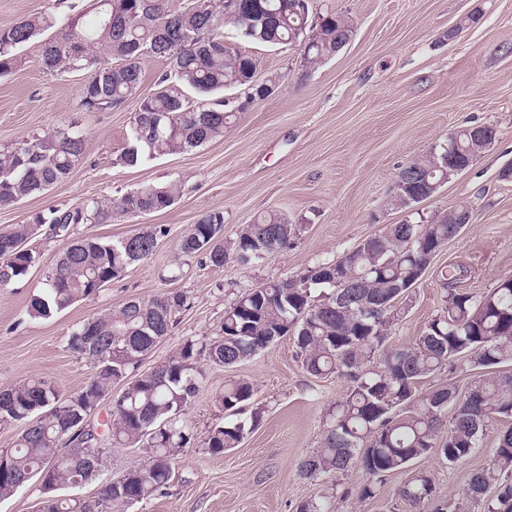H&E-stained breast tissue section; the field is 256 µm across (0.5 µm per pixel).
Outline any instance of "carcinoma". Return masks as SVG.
<instances>
[{
  "mask_svg": "<svg viewBox=\"0 0 512 512\" xmlns=\"http://www.w3.org/2000/svg\"><path fill=\"white\" fill-rule=\"evenodd\" d=\"M225 0H210L209 11H195L197 0L175 8L169 0H95L93 25L72 18L58 23L51 14L28 17L0 28V78L18 66L17 50L49 29L53 36L41 44L44 69L58 75L82 71L81 106L89 112L114 108L140 98L138 111L118 162L136 166L157 156L183 153L224 136V128L245 105L218 98L194 105L170 87L176 83L207 97L227 88L243 87L249 98L272 93L275 79L255 81L257 60L225 48L224 27L230 25L248 41L270 46L296 45L303 66L316 69L336 56L339 41L352 36L347 17L327 12L318 16L314 38L295 36L304 23L299 0H239L238 14L229 17ZM163 60L168 70L157 88L140 96L142 63ZM448 140L463 152L479 153L469 128ZM85 151L83 134L59 127L12 150L0 151V206L7 207L41 194L68 177ZM442 150L413 162L430 181L441 178L435 168ZM175 184L145 186L116 199L86 200L69 209L49 208L26 224L0 232V288L25 277L40 262L30 249L17 253L47 224L66 243L56 264L45 272L42 287L31 297L28 315L48 317L80 300L99 294L137 261L152 255L166 228L155 226L135 240L141 255L133 257L125 242L77 237L80 224H106L115 211L135 215L161 212L172 206ZM449 215L427 224H387L361 246L334 261H320L300 276L262 283L242 293L224 310L218 336L205 344L186 341L150 373L136 370L155 342L169 334L176 314L186 304L180 292H164L129 300L117 310L88 320L97 349L86 351V324L78 325L67 342L69 351L93 367L89 381L61 398L51 381L25 379L0 392V426L22 425L14 445L0 449V498L13 496L16 480L34 472L47 473V483L79 486L101 471L106 449L88 447L64 426L69 418L90 419L112 385L128 380L125 394L112 405L103 424L104 437L121 447H144L149 454L140 465L103 483L91 501L64 505L41 489L39 512H112L129 509L165 493L181 450L194 439L184 419L199 394L203 372L197 356L210 365L233 368L259 351L291 335L296 355L312 376L336 375L347 382L342 396L326 411L319 448L298 464L302 476L322 482L323 491L298 505L296 512H334L341 494L338 477L353 468L363 475L357 490L362 499L375 496L376 486L394 472L433 452L450 465L468 457L486 435L491 417L512 418V280H501L479 297L446 289L444 306L426 330L407 345H392V327L412 303L400 286L419 280L426 256L455 237ZM224 212L208 211L192 225L181 242L186 255H202L215 267L232 259L242 265L263 260L291 244L296 230L283 215L268 212L245 225L231 241L221 234ZM363 284L346 289L338 299L335 280ZM465 360L474 370L463 393L445 387L424 390L431 375ZM253 384L243 378L224 382L215 395L227 420L215 424L204 439L218 455L242 442L250 413ZM454 412L448 413V404ZM492 463L472 473L463 498L480 501L484 512H512V426L497 433ZM73 446L65 459L58 448ZM397 496L427 512H464L435 501V488L425 473L414 472Z\"/></svg>",
  "mask_w": 512,
  "mask_h": 512,
  "instance_id": "carcinoma-1",
  "label": "carcinoma"
}]
</instances>
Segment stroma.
Wrapping results in <instances>:
<instances>
[{
    "mask_svg": "<svg viewBox=\"0 0 512 512\" xmlns=\"http://www.w3.org/2000/svg\"><path fill=\"white\" fill-rule=\"evenodd\" d=\"M88 6L89 0H0V28L43 13L63 22L82 19ZM311 9L350 18L354 33L344 49L308 71L298 47L253 43L225 27L227 45L256 58L257 80L278 78V88L248 100L223 137L135 167L120 165L118 158L138 99L85 111L84 74L46 73L40 40L19 49L16 70L0 80V150L68 126L81 131L86 148L67 179L0 207V231L51 207L116 198L148 185L174 183L179 195L161 212L117 213L107 224L79 225V235L111 241L157 225L167 233L148 259L131 265L97 296L47 318H30L27 304L63 241L45 227L29 240L40 254L39 266L0 288V389L41 377L63 394L79 391L91 368L67 348L75 327L127 300L178 291L187 298L185 307L141 364L155 367L184 340L215 337L225 307L256 284L302 274L317 262L341 258L385 225L443 216L460 202L472 205V222L434 257L412 292V305L393 327L391 343L412 342L440 313L442 271L464 267L457 286L477 296L512 276V182L499 177L512 162V0H311ZM474 124L494 126V144L432 198L408 209L393 207L399 168ZM210 210L223 211L228 240L271 210L286 216L297 233L288 249L258 264L231 260L218 269L180 250L191 225ZM198 365L205 378L187 412L195 439L181 451L166 493L134 512H295L319 494L318 481L300 477L297 465L318 448L325 412L340 398L345 380L308 374L289 337L234 368L213 367L203 357ZM231 378L253 384L261 419L239 447L214 455L203 440L222 415L214 396ZM498 426L491 420L488 435L465 460L451 466L431 454L414 471L427 473L440 499L462 501L471 473L493 458ZM145 457L142 448H110L98 475L79 488L61 487L58 495L92 500L103 480ZM406 478L403 472L390 475L375 497L361 499L362 474L350 470L341 479L345 494L335 512H416L396 495Z\"/></svg>",
    "mask_w": 512,
    "mask_h": 512,
    "instance_id": "35a3bbf8",
    "label": "stroma"
}]
</instances>
